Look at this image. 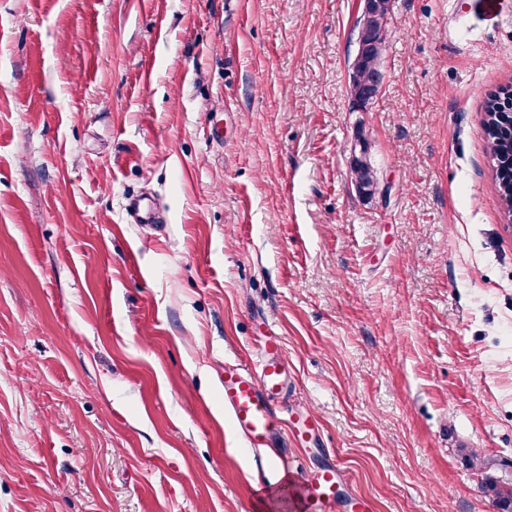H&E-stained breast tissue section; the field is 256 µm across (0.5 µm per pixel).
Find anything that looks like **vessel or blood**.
<instances>
[{"label": "vessel or blood", "mask_w": 512, "mask_h": 512, "mask_svg": "<svg viewBox=\"0 0 512 512\" xmlns=\"http://www.w3.org/2000/svg\"><path fill=\"white\" fill-rule=\"evenodd\" d=\"M261 356L253 365L230 363L224 367V406L236 430L253 448H267L280 435L298 445L308 442L317 427L312 419H283L275 411L287 379L282 359L283 342L277 336L260 339ZM339 472L326 464L300 478L297 488L300 512H371L361 498L341 500L337 495Z\"/></svg>", "instance_id": "obj_1"}]
</instances>
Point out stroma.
<instances>
[{
  "label": "stroma",
  "instance_id": "stroma-1",
  "mask_svg": "<svg viewBox=\"0 0 512 512\" xmlns=\"http://www.w3.org/2000/svg\"><path fill=\"white\" fill-rule=\"evenodd\" d=\"M0 0V512H259L274 451L224 407L283 341L289 411L374 512L512 483V222L482 127L512 0ZM364 141L377 173L358 193ZM154 223L136 224L130 198ZM390 20L384 15L377 16L371 19L366 29L368 31V38L374 43L373 55L368 57L363 63L355 66V58L350 66L349 75V91L350 95L354 96L360 85L371 79L373 72L377 68H381L382 53L386 48L387 39L389 38L390 32ZM462 459L470 468L480 471L482 485L492 494V502L497 511L512 512V484L503 486L496 476L489 473L492 464L488 461L481 460L472 453H465V450H462Z\"/></svg>",
  "mask_w": 512,
  "mask_h": 512
}]
</instances>
